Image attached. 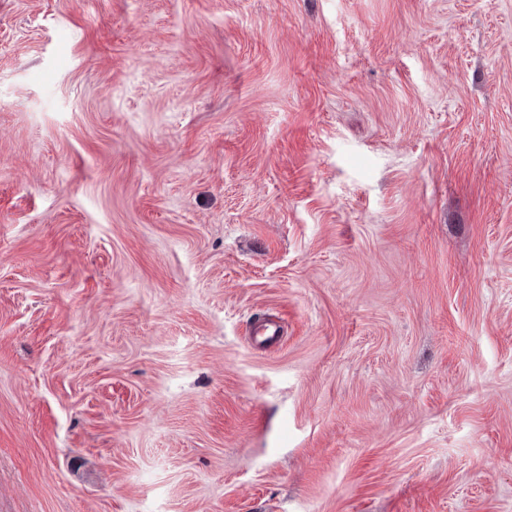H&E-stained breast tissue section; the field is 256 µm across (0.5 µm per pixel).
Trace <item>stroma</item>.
I'll return each instance as SVG.
<instances>
[{
  "mask_svg": "<svg viewBox=\"0 0 512 512\" xmlns=\"http://www.w3.org/2000/svg\"><path fill=\"white\" fill-rule=\"evenodd\" d=\"M0 512H512V0H0ZM282 335L283 328L274 317L261 315L251 323L250 338L260 348L276 344Z\"/></svg>",
  "mask_w": 512,
  "mask_h": 512,
  "instance_id": "obj_1",
  "label": "stroma"
}]
</instances>
